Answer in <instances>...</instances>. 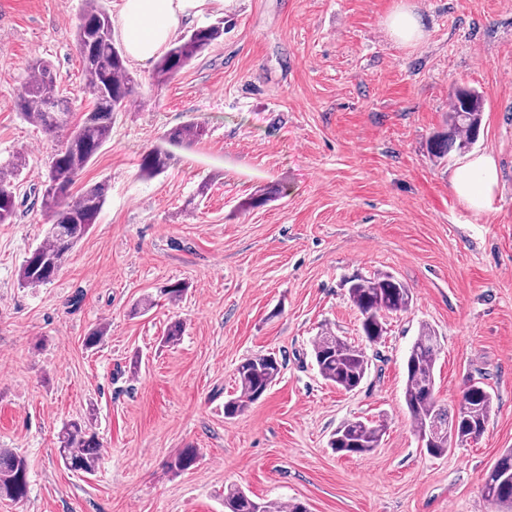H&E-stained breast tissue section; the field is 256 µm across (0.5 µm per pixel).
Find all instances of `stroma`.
<instances>
[{
	"mask_svg": "<svg viewBox=\"0 0 512 512\" xmlns=\"http://www.w3.org/2000/svg\"><path fill=\"white\" fill-rule=\"evenodd\" d=\"M402 4L422 23L409 46L387 26ZM83 7L0 0V165L28 159L13 221L0 224V448L30 465L26 499L0 500V512H224L230 485L309 512H491L484 478L512 448V0H226L195 21L223 22V38L174 78L131 64L139 94L76 183H106L98 220L52 283L23 288L59 144L14 101L41 59L74 115L91 108L74 40ZM456 86L484 99L473 154L498 160L482 212L450 187L464 155L430 150ZM189 124L203 140L141 177L142 154ZM264 188L267 205L241 209ZM380 271L413 302L386 315L367 377L346 393L319 376L311 340L361 342L347 283ZM175 281L189 287L181 303L132 315ZM175 319L184 335L164 346ZM99 323L107 336L86 348ZM423 323L441 344L438 400L456 409L473 379L493 396L480 438L442 457L421 447L403 397ZM267 352L278 379L225 419L237 365ZM88 412L103 448L84 476L64 468L57 436ZM357 417L385 419L386 434L370 456H339L329 441ZM189 445L198 463L171 472Z\"/></svg>",
	"mask_w": 512,
	"mask_h": 512,
	"instance_id": "obj_1",
	"label": "stroma"
}]
</instances>
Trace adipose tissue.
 Segmentation results:
<instances>
[{
	"label": "adipose tissue",
	"mask_w": 512,
	"mask_h": 512,
	"mask_svg": "<svg viewBox=\"0 0 512 512\" xmlns=\"http://www.w3.org/2000/svg\"><path fill=\"white\" fill-rule=\"evenodd\" d=\"M223 7L224 0H122L126 52L133 61L146 63L167 48L185 22ZM498 182L497 162L490 154L471 158L450 178L456 196L478 212L490 207Z\"/></svg>",
	"instance_id": "1"
}]
</instances>
